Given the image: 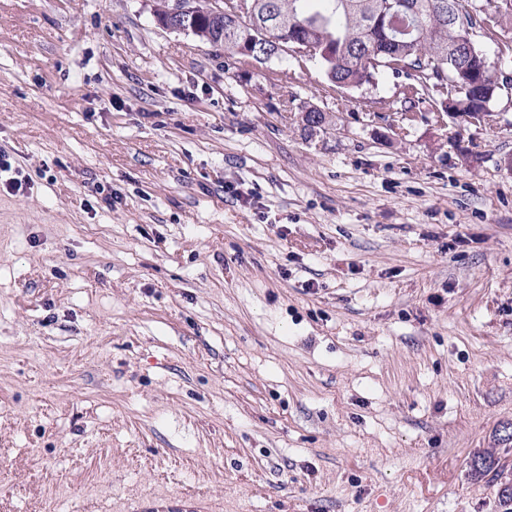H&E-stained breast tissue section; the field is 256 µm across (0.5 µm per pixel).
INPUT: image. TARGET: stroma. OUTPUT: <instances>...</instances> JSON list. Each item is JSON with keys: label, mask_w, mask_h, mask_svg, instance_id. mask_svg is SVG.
<instances>
[{"label": "stroma", "mask_w": 512, "mask_h": 512, "mask_svg": "<svg viewBox=\"0 0 512 512\" xmlns=\"http://www.w3.org/2000/svg\"><path fill=\"white\" fill-rule=\"evenodd\" d=\"M402 109L153 0H0V512H498L512 92L464 132ZM506 459L502 461L501 457H496L493 453H478L474 455L470 463L472 476H485L487 473L495 472V476L500 481L507 471L508 464ZM512 481L504 480L500 482V490L498 495V507L501 512H512Z\"/></svg>", "instance_id": "35a3bbf8"}]
</instances>
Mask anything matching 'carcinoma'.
Masks as SVG:
<instances>
[{
    "mask_svg": "<svg viewBox=\"0 0 512 512\" xmlns=\"http://www.w3.org/2000/svg\"><path fill=\"white\" fill-rule=\"evenodd\" d=\"M309 2L255 0L256 13L244 26L214 14L209 0H196L198 38L221 39L224 56L247 69L250 26L275 23L280 32L295 34L314 49L311 57L295 61L319 62L330 87L358 89L386 73L398 79L407 112L440 99L448 100L440 111L463 118L493 106L501 90L495 63L486 62L479 92L467 94L462 87L472 82L470 71L452 66L451 49L468 30L482 37L512 29V0H402L412 6L402 13L391 12L394 0H317V10ZM507 467L492 453H479L470 463L471 475L493 472L500 480L501 512H512V481L504 479Z\"/></svg>",
    "mask_w": 512,
    "mask_h": 512,
    "instance_id": "cac0c4a2",
    "label": "carcinoma"
}]
</instances>
